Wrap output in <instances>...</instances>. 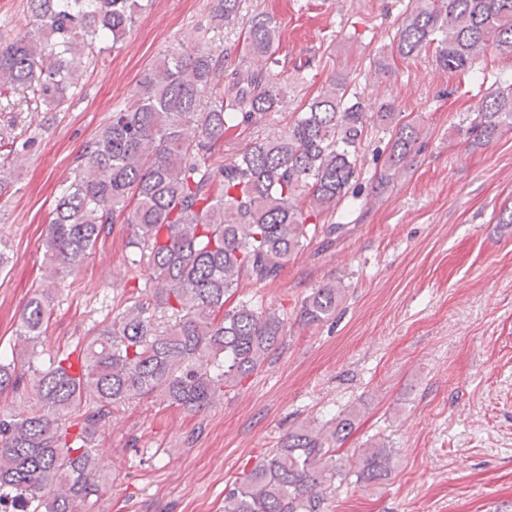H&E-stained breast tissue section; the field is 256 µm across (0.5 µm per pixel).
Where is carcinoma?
Here are the masks:
<instances>
[{"mask_svg": "<svg viewBox=\"0 0 512 512\" xmlns=\"http://www.w3.org/2000/svg\"><path fill=\"white\" fill-rule=\"evenodd\" d=\"M36 28L0 44V96L26 90L51 112L67 102L93 39L117 44L144 9L140 0H28ZM239 0H217L216 20L236 17ZM279 25L267 12L246 24L241 59L275 54ZM434 47L439 66L466 71L490 51L512 56V0H421L394 37L407 59ZM281 85L264 67L228 68L226 56L198 48L161 61L141 82L134 106L112 112L86 146L74 180L56 197L42 246L37 290L24 305L9 362L0 360V395L32 383L35 405L0 414V512H78L112 485L92 436L112 407L160 397L200 411L256 375L283 348L287 319L248 299L227 309L243 280L278 281L290 258L342 224L317 220L358 184L366 128L387 137L377 189L415 151L418 131L392 101L369 111L338 77L297 113L288 131L249 143L219 169L214 152L232 130L263 122ZM470 145L512 131V83L484 95L455 125ZM316 222H311L310 218ZM127 226V262L150 290L71 351L39 362L54 315L51 289L75 274L113 224ZM334 282L302 301L298 320L318 325L336 313ZM169 317L160 326V315ZM358 413L301 423L224 496V512H328L336 482L376 484L395 449L380 438L344 470L337 453Z\"/></svg>", "mask_w": 512, "mask_h": 512, "instance_id": "cac0c4a2", "label": "carcinoma"}]
</instances>
